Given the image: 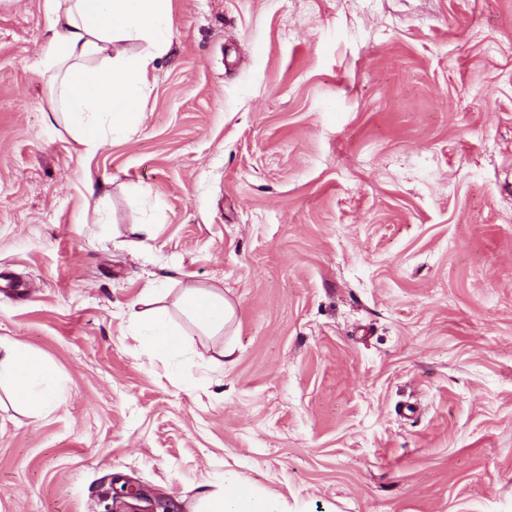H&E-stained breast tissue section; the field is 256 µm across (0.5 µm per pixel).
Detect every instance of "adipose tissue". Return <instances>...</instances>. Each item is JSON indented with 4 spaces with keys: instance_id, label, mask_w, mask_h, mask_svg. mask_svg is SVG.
<instances>
[{
    "instance_id": "ef3b65f1",
    "label": "adipose tissue",
    "mask_w": 512,
    "mask_h": 512,
    "mask_svg": "<svg viewBox=\"0 0 512 512\" xmlns=\"http://www.w3.org/2000/svg\"><path fill=\"white\" fill-rule=\"evenodd\" d=\"M50 18L40 46L38 70L56 84L55 108L82 152L125 138L139 119L137 106L150 83L156 58L166 53L172 27L171 0H43ZM150 49L131 54L127 41ZM162 291L144 289L143 310L131 325L149 356L175 363L186 339L158 301ZM179 309L208 336L236 318V308L213 288L192 285L176 300ZM7 386L29 413L40 416L60 401L55 367L34 350L0 338V386ZM191 512H288L281 502L257 495L236 476H214Z\"/></svg>"
}]
</instances>
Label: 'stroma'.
<instances>
[{"label":"stroma","instance_id":"35a3bbf8","mask_svg":"<svg viewBox=\"0 0 512 512\" xmlns=\"http://www.w3.org/2000/svg\"><path fill=\"white\" fill-rule=\"evenodd\" d=\"M140 123L89 156L0 0V512L188 505L235 472L290 512H512V0H172ZM151 222L152 240L132 234ZM237 310L150 360L156 285ZM234 346L236 361L219 351ZM6 385L29 413L41 416L60 401L55 367L34 350L0 338V386Z\"/></svg>","mask_w":512,"mask_h":512}]
</instances>
